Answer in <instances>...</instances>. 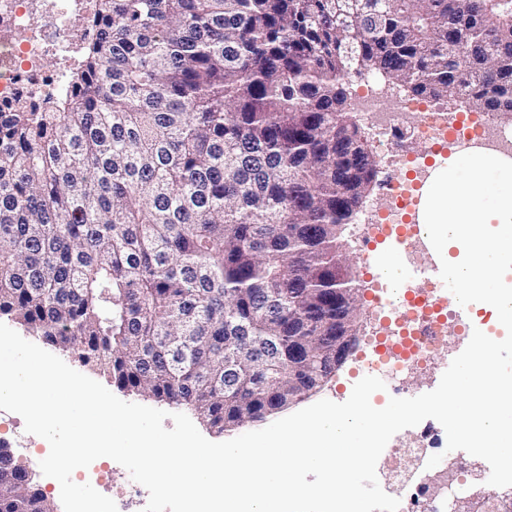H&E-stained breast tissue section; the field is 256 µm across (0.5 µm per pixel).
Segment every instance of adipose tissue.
<instances>
[{"label": "adipose tissue", "mask_w": 512, "mask_h": 512, "mask_svg": "<svg viewBox=\"0 0 512 512\" xmlns=\"http://www.w3.org/2000/svg\"><path fill=\"white\" fill-rule=\"evenodd\" d=\"M417 220L422 241L443 276L455 282L467 306L490 308L512 329V155L471 149L463 165L437 166L421 189ZM496 383L465 375L449 384L448 414L458 444L480 436L485 450L512 464V443L497 429Z\"/></svg>", "instance_id": "adipose-tissue-1"}]
</instances>
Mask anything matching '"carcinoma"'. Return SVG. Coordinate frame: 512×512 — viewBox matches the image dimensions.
Wrapping results in <instances>:
<instances>
[{"label": "carcinoma", "mask_w": 512, "mask_h": 512, "mask_svg": "<svg viewBox=\"0 0 512 512\" xmlns=\"http://www.w3.org/2000/svg\"><path fill=\"white\" fill-rule=\"evenodd\" d=\"M377 2L95 0L67 91L0 112V314L218 433L288 408V354L319 372L359 300L351 82L512 123V0ZM0 512H53L12 458Z\"/></svg>", "instance_id": "1"}]
</instances>
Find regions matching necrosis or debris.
I'll use <instances>...</instances> for the list:
<instances>
[{"label":"necrosis or debris","instance_id":"4bbe7bcc","mask_svg":"<svg viewBox=\"0 0 512 512\" xmlns=\"http://www.w3.org/2000/svg\"><path fill=\"white\" fill-rule=\"evenodd\" d=\"M93 0H0V112L13 111L20 103H39L59 92L67 82L70 63L89 37L86 24ZM366 116L375 134V146L396 164L414 163L415 145L445 140L462 149L476 137L492 145L512 143V132L498 126L496 118L480 113L474 126L452 127L447 116L427 102L402 99L395 104L376 94L365 98ZM393 201L387 212L365 228L368 240L385 242L401 238L408 252H415L417 235L398 236L403 211L411 204L413 188L398 179L387 186ZM378 309L387 318V335L372 336L364 361L366 372H387L403 378L426 371L432 360L448 349V321L442 316L443 298L437 283L420 288L412 300L395 305L388 290H378ZM431 451L427 434L399 448L383 451L389 488L409 487Z\"/></svg>","mask_w":512,"mask_h":512}]
</instances>
